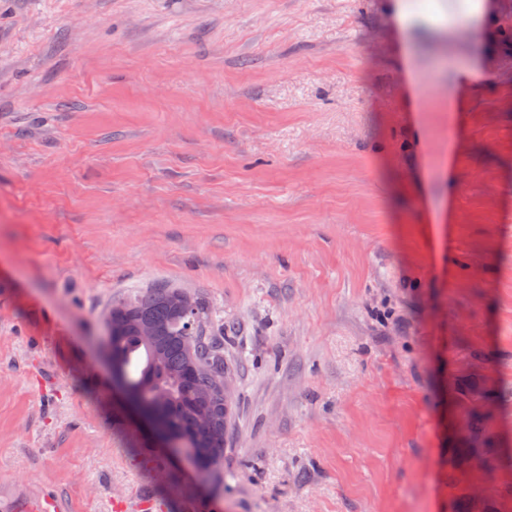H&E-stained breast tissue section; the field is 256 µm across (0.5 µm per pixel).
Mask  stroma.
Masks as SVG:
<instances>
[{"label": "stroma", "instance_id": "35a3bbf8", "mask_svg": "<svg viewBox=\"0 0 512 512\" xmlns=\"http://www.w3.org/2000/svg\"><path fill=\"white\" fill-rule=\"evenodd\" d=\"M403 2L0 0V512H512V0ZM153 284L224 323L207 475L103 357ZM463 12L466 17L467 25H475L483 30L488 22V10L486 0H463Z\"/></svg>", "mask_w": 512, "mask_h": 512}]
</instances>
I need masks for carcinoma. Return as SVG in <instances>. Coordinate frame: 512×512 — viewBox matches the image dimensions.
I'll use <instances>...</instances> for the list:
<instances>
[{
    "label": "carcinoma",
    "mask_w": 512,
    "mask_h": 512,
    "mask_svg": "<svg viewBox=\"0 0 512 512\" xmlns=\"http://www.w3.org/2000/svg\"><path fill=\"white\" fill-rule=\"evenodd\" d=\"M183 288L147 287L113 301L104 324L106 345L118 361L128 389L155 402L186 451L208 460V471L224 458L233 411V389L220 390L215 372L230 371L224 362V324L200 293L188 309L171 300ZM151 324L154 335L140 336ZM164 399L158 401V392Z\"/></svg>",
    "instance_id": "1"
}]
</instances>
